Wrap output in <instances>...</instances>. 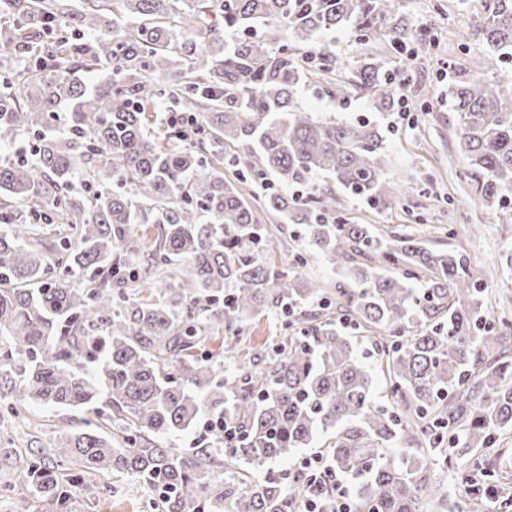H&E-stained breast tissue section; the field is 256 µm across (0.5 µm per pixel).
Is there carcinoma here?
Returning <instances> with one entry per match:
<instances>
[{
    "label": "carcinoma",
    "instance_id": "1",
    "mask_svg": "<svg viewBox=\"0 0 512 512\" xmlns=\"http://www.w3.org/2000/svg\"><path fill=\"white\" fill-rule=\"evenodd\" d=\"M0 0V392L99 421L62 426L22 480L55 512L70 489L99 496L102 473L157 493L152 512H301L306 473L254 475L315 449L352 481V512H448L435 469L457 463L496 493L468 512H512V321L489 314L468 253L419 234L381 233L336 210L322 176L375 205L385 173L370 119L298 108L305 85H350L378 112L396 74L367 51L324 41L432 42L401 0ZM286 33L280 40L277 32ZM476 31L512 59V0H485ZM472 57L450 90L468 176L482 199H512V67ZM158 106L198 120L188 135ZM239 146L235 176L224 147ZM252 197L302 226L336 270L324 283L255 259L270 229ZM49 224L42 225L38 216ZM274 321L266 365L224 370L215 336ZM374 358V365L365 362ZM205 416L229 422L206 446L171 438ZM74 470L61 481L57 469ZM324 39L336 51V55L340 57L353 60L360 53L359 45L343 31H336V33L327 35Z\"/></svg>",
    "mask_w": 512,
    "mask_h": 512
}]
</instances>
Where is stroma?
Here are the masks:
<instances>
[{
	"instance_id": "obj_1",
	"label": "stroma",
	"mask_w": 512,
	"mask_h": 512,
	"mask_svg": "<svg viewBox=\"0 0 512 512\" xmlns=\"http://www.w3.org/2000/svg\"><path fill=\"white\" fill-rule=\"evenodd\" d=\"M402 4L408 20L437 42L430 52L416 43L406 47L415 63L414 76L396 88L407 99L405 115L375 111L354 91L347 100H332L307 86L299 90L296 104L320 118L367 117L378 121L386 133V172L403 176L401 192L392 204L377 207L337 191L336 206L344 217L385 231L430 226L431 248L467 250L490 314L512 316V275L506 271L512 252V208L483 201L475 184L466 179L467 161L448 110V91L471 56L487 54L475 36L484 0H402ZM487 56L490 68H497L498 56ZM18 410V416L0 423V512H20L22 500L28 504L27 512H46V505L18 483V466L29 448L44 443L69 414L25 402ZM101 480L111 485V496L91 502L77 498L75 512H147L152 493L135 477L105 474Z\"/></svg>"
}]
</instances>
